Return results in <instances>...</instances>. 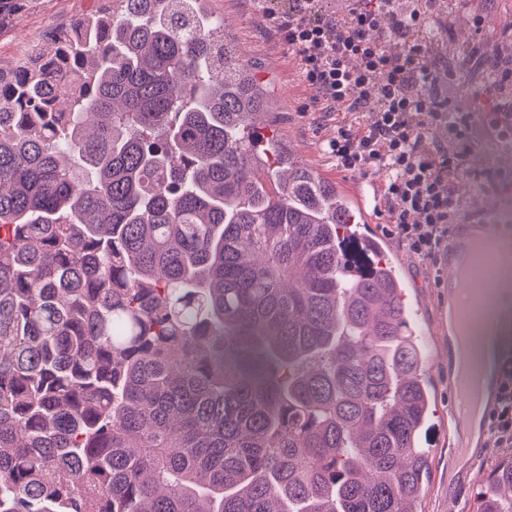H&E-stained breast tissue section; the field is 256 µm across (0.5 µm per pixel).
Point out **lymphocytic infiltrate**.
I'll return each mask as SVG.
<instances>
[{
  "label": "lymphocytic infiltrate",
  "mask_w": 512,
  "mask_h": 512,
  "mask_svg": "<svg viewBox=\"0 0 512 512\" xmlns=\"http://www.w3.org/2000/svg\"><path fill=\"white\" fill-rule=\"evenodd\" d=\"M322 0H256L296 54L303 80L318 94L336 127L330 153L342 170L384 176L387 222L394 235L423 261L437 263L451 224L462 206L455 192L463 176L496 188L492 173L470 163L482 138L512 140V64L501 65L473 44L461 65L481 62L498 94L486 99L481 115L447 112L443 77L420 34L431 22L421 0L397 9L393 0H347L342 16L326 14ZM402 43L388 52L384 34ZM458 143L446 152L443 139ZM493 445L512 447V362L505 368L498 404L491 414Z\"/></svg>",
  "instance_id": "obj_1"
}]
</instances>
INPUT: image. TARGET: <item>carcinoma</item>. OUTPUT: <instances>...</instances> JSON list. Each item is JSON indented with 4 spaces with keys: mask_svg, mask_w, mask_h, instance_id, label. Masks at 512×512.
Segmentation results:
<instances>
[{
    "mask_svg": "<svg viewBox=\"0 0 512 512\" xmlns=\"http://www.w3.org/2000/svg\"><path fill=\"white\" fill-rule=\"evenodd\" d=\"M118 2L0 70V512H421L390 262L259 133L224 16Z\"/></svg>",
    "mask_w": 512,
    "mask_h": 512,
    "instance_id": "obj_1",
    "label": "carcinoma"
}]
</instances>
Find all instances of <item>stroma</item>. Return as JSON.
Segmentation results:
<instances>
[{
  "mask_svg": "<svg viewBox=\"0 0 512 512\" xmlns=\"http://www.w3.org/2000/svg\"><path fill=\"white\" fill-rule=\"evenodd\" d=\"M99 6V0H23L0 24V70L10 71L26 61L32 49L45 43L52 33ZM208 7L223 14L229 40L235 43L243 62L264 82L268 109L275 114L273 132L281 145L326 181H335L339 176L362 181L360 173L340 172L327 152L326 142L334 129L317 120L313 107L317 92L303 81L298 57L288 50L251 0H209ZM431 9L447 21L446 28L437 33L432 57L447 73L443 93L448 107L474 108L476 95L488 86L487 75L475 65L459 66L458 57L466 46L479 39L488 54L512 52V43L505 37L512 30V0H432ZM477 16L483 20L479 29L473 25ZM500 171L503 187L496 194L484 191L467 178L458 183L465 211L479 213L494 224L499 223L506 210H512V168ZM396 253L403 260L404 281L411 296L423 308L425 319L437 322L436 307L441 302L437 268L421 261L405 246H397ZM426 354L436 410L426 433L431 477L421 507L423 512H474L477 495L488 483L493 464L512 452L491 448L472 457L468 468H461L448 446V352L432 340L427 344Z\"/></svg>",
  "mask_w": 512,
  "mask_h": 512,
  "instance_id": "1",
  "label": "stroma"
}]
</instances>
